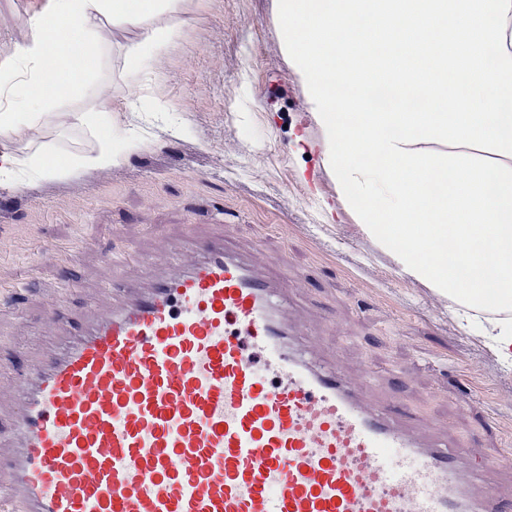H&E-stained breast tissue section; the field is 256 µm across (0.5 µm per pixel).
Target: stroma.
Wrapping results in <instances>:
<instances>
[{"mask_svg": "<svg viewBox=\"0 0 512 512\" xmlns=\"http://www.w3.org/2000/svg\"><path fill=\"white\" fill-rule=\"evenodd\" d=\"M50 0H0V57L26 37L28 16ZM179 39L124 68L132 30L115 29L89 81L104 103L120 163L54 179L0 186V283L24 280L21 302L0 297V365L42 356L43 311L63 300L80 311L105 287L143 285L153 268L105 264L106 252L168 259L188 232L223 231L232 251L253 255L293 290L287 313L320 355L352 379L375 377L370 401L407 412L430 438L490 461V479L512 495V369L484 337L464 331L453 303L405 273L357 224L336 179L311 144L320 130L277 37L276 0H185ZM68 104L16 147L75 158L95 138ZM137 135L142 146L130 145ZM47 241L72 243L60 268Z\"/></svg>", "mask_w": 512, "mask_h": 512, "instance_id": "1", "label": "stroma"}]
</instances>
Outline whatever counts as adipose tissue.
Masks as SVG:
<instances>
[{"label":"adipose tissue","mask_w":512,"mask_h":512,"mask_svg":"<svg viewBox=\"0 0 512 512\" xmlns=\"http://www.w3.org/2000/svg\"><path fill=\"white\" fill-rule=\"evenodd\" d=\"M183 0H52L50 12L28 17L26 40L0 58V89L14 98V106L0 107V136L11 140L39 127L46 112L61 106L62 98L83 97L88 78L105 46L112 43V29L134 30L126 44L127 69H137L157 45L174 41L179 29L174 16ZM30 63L20 72L19 62ZM77 125L95 134L97 147L78 159L84 168L117 164L112 139L101 131L100 109L91 107L75 113ZM66 160H51L46 149L21 155L0 150V183L28 175L58 178L69 173Z\"/></svg>","instance_id":"1"}]
</instances>
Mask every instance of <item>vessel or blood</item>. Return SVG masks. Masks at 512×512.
<instances>
[{
    "label": "vessel or blood",
    "instance_id": "b4317fda",
    "mask_svg": "<svg viewBox=\"0 0 512 512\" xmlns=\"http://www.w3.org/2000/svg\"><path fill=\"white\" fill-rule=\"evenodd\" d=\"M0 370V512H512L457 449L292 355L284 286L223 235Z\"/></svg>",
    "mask_w": 512,
    "mask_h": 512
}]
</instances>
